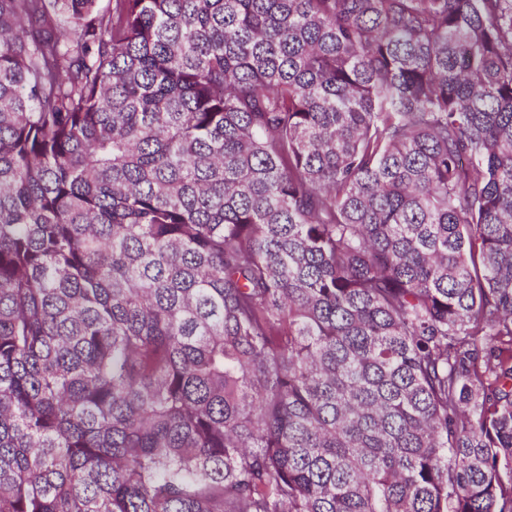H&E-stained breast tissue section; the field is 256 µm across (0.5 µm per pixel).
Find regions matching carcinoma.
Segmentation results:
<instances>
[{
  "instance_id": "cac0c4a2",
  "label": "carcinoma",
  "mask_w": 512,
  "mask_h": 512,
  "mask_svg": "<svg viewBox=\"0 0 512 512\" xmlns=\"http://www.w3.org/2000/svg\"><path fill=\"white\" fill-rule=\"evenodd\" d=\"M0 512H512V0H0Z\"/></svg>"
}]
</instances>
